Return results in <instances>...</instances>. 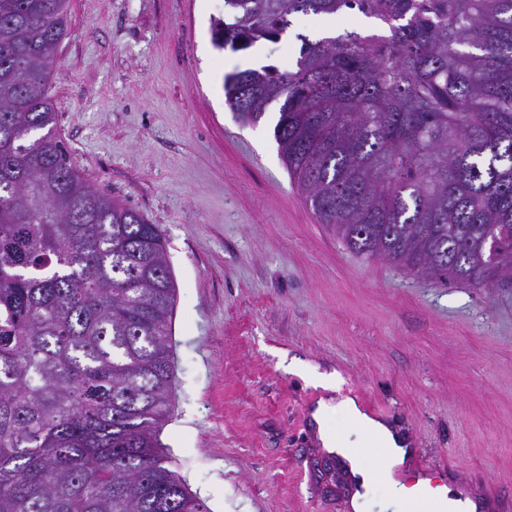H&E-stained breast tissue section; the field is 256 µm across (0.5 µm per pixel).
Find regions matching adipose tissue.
<instances>
[{
  "instance_id": "adipose-tissue-1",
  "label": "adipose tissue",
  "mask_w": 512,
  "mask_h": 512,
  "mask_svg": "<svg viewBox=\"0 0 512 512\" xmlns=\"http://www.w3.org/2000/svg\"><path fill=\"white\" fill-rule=\"evenodd\" d=\"M320 384L326 390V398L320 399L312 412L317 433L324 448L343 456L362 487L383 485L387 495L379 504L380 512H405L406 507L416 500L419 487L406 486L394 476L407 454V442L383 420L363 412L357 401L351 397H335L336 385L329 376H321ZM344 416L351 425L350 435L339 437L328 431L326 420L331 414ZM373 439L383 451L381 462L376 466H365L361 461L360 448L364 439Z\"/></svg>"
}]
</instances>
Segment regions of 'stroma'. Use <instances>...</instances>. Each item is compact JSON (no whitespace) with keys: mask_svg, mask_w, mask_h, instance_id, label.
Here are the masks:
<instances>
[{"mask_svg":"<svg viewBox=\"0 0 512 512\" xmlns=\"http://www.w3.org/2000/svg\"><path fill=\"white\" fill-rule=\"evenodd\" d=\"M224 0H70L49 94L90 186L159 225L177 288L174 404L161 441L209 512H346L355 479L319 441L322 387L405 433L462 497L512 512V288L443 285L349 251L280 157L277 106L241 124L217 49ZM297 15L265 64L294 66L299 35L367 30Z\"/></svg>","mask_w":512,"mask_h":512,"instance_id":"1","label":"stroma"}]
</instances>
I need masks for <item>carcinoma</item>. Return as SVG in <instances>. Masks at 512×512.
<instances>
[{
  "label": "carcinoma",
  "mask_w": 512,
  "mask_h": 512,
  "mask_svg": "<svg viewBox=\"0 0 512 512\" xmlns=\"http://www.w3.org/2000/svg\"><path fill=\"white\" fill-rule=\"evenodd\" d=\"M68 0H0V512H207L163 452L176 283L157 224L73 165L49 96ZM377 21L224 77L352 252L512 286V0H224L219 49Z\"/></svg>",
  "instance_id": "carcinoma-1"
}]
</instances>
